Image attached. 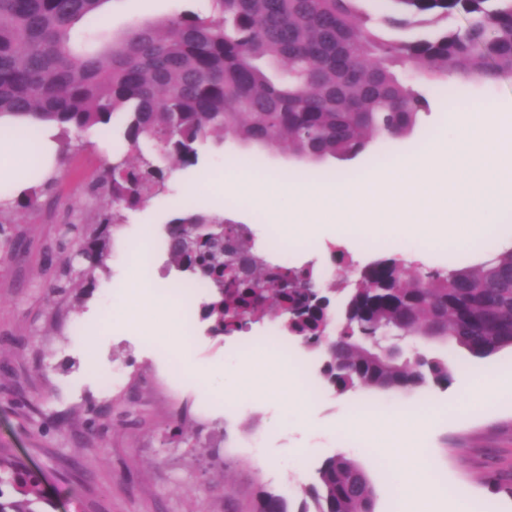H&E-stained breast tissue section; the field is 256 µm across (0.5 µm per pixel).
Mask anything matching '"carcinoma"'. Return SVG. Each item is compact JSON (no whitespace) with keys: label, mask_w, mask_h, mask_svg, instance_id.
I'll return each instance as SVG.
<instances>
[{"label":"carcinoma","mask_w":512,"mask_h":512,"mask_svg":"<svg viewBox=\"0 0 512 512\" xmlns=\"http://www.w3.org/2000/svg\"><path fill=\"white\" fill-rule=\"evenodd\" d=\"M108 2L0 0V118L27 119L32 135L55 122L62 156L72 131L95 128L123 147L88 184L107 206L90 225H72L83 267L66 264L61 278L74 292L94 287L121 211L152 199L167 164L198 165L203 139L284 147L306 164L375 158L430 111L421 80L512 77V0H383L378 14L362 11V0H211L208 14L136 22L110 37L90 29ZM458 17L464 24L437 27ZM409 69L417 77L402 76ZM26 172L42 186L16 196L0 187V216L38 207L51 180L36 164ZM179 211L164 227L170 264L206 289L200 317L213 335L242 331V316L261 313L246 310V289L266 285L264 263L243 239L224 251L232 220ZM485 249L471 268L414 277L381 259L352 288L337 335L320 317L284 329L323 355V374L342 394L447 384V362L408 359L397 340L446 337L476 358L512 347V248ZM243 267L250 284L224 290ZM303 493L294 503L264 492L251 512H375L372 482L343 455L327 458ZM41 502L40 478L0 460V512H42Z\"/></svg>","instance_id":"obj_1"}]
</instances>
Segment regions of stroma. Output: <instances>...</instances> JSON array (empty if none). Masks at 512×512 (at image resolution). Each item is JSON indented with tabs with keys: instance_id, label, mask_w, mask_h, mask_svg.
I'll return each instance as SVG.
<instances>
[{
	"instance_id": "stroma-1",
	"label": "stroma",
	"mask_w": 512,
	"mask_h": 512,
	"mask_svg": "<svg viewBox=\"0 0 512 512\" xmlns=\"http://www.w3.org/2000/svg\"><path fill=\"white\" fill-rule=\"evenodd\" d=\"M208 7L209 0H118L108 8L105 26L117 32L140 20ZM448 102V96L434 95L431 112L420 115L413 133L376 161L330 159L303 168L279 148L208 139L197 166L175 168L157 197L128 212L106 269L97 271L95 288L77 301L50 283L72 252L68 226L91 223L98 210L86 176L117 148L99 132L82 135V149L58 165L38 209L10 212L7 229L20 238V253L7 256V238H0V449L41 475L43 512H246L263 488L298 497L316 467L337 454L367 472L376 512H481L488 503L494 512H512V494L487 479L492 471L512 472V347L476 359L453 343L410 336L408 353L454 367L449 384L420 392L339 394L317 374L307 389L275 351L245 357L240 337L212 335L197 317L184 323V308L198 310L202 299L179 295L183 276L169 265L162 244L164 225L180 199L206 211L232 212L252 226L259 249L288 240V262L313 265L333 313L342 316L345 295L336 284L358 280L374 257L358 250L356 237H344L329 213L297 211L288 194L263 206L245 193L213 190L210 182L232 158L244 157L276 179L356 186L394 160L419 154L427 142L453 138ZM274 213L297 224L313 220L318 227L312 235L295 236L287 225L271 223ZM373 236L387 243L381 257L404 262L413 275L471 267L483 258L455 247L434 250L431 236L416 226L379 224ZM128 239L147 243L149 271L131 262ZM132 280L159 295L151 332L133 331L125 321L139 304L128 286ZM91 354L127 377V387L105 402L97 395L101 377L86 367ZM196 366L213 368L209 384L193 374ZM365 401L387 407V414L350 425L354 409ZM416 405L428 429L411 427L414 453L434 456L436 476L458 487L459 496L433 484L417 493L394 475L397 462L386 447L389 412ZM179 424L186 439L172 435ZM360 431L378 439L379 448L360 451Z\"/></svg>"
}]
</instances>
